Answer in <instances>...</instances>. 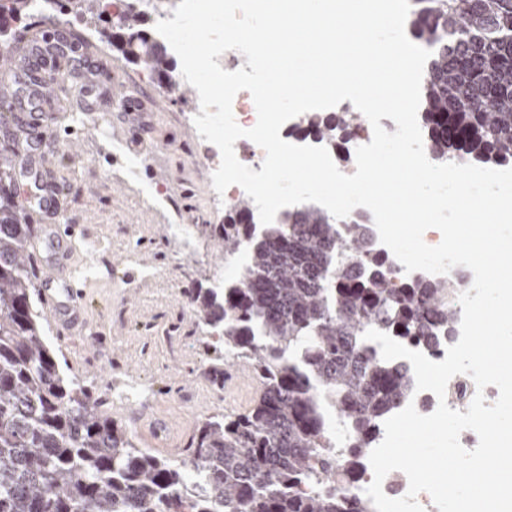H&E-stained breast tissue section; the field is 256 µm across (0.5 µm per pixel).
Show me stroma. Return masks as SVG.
I'll return each mask as SVG.
<instances>
[{"label": "stroma", "mask_w": 512, "mask_h": 512, "mask_svg": "<svg viewBox=\"0 0 512 512\" xmlns=\"http://www.w3.org/2000/svg\"><path fill=\"white\" fill-rule=\"evenodd\" d=\"M62 28L66 36L85 38L86 58H111L113 83L150 100L157 118L144 131L131 119L115 123L109 138L93 132L98 120L93 112H82L86 129L81 133L71 131L68 121L51 123L61 141L76 144L51 165L53 179L64 188L60 211L70 223L89 226L100 255L98 269L88 274L92 331L63 338L49 322L47 341L65 376L92 390L102 412L126 426L136 447L178 460L203 420L244 412L259 394L251 370L229 359L198 327L184 294L191 287H213L219 278L224 253L210 227L223 223L228 206L209 203L204 149L195 145L187 120L196 105L192 86L166 93L144 66L125 61L93 29L75 21ZM138 132L153 148L139 153L132 178L126 154L134 150L131 136ZM174 224L185 225L193 256L184 255L172 236ZM214 365L227 382L219 395L209 372ZM127 385L143 388L145 398L117 397ZM156 420L165 425L167 445L156 441Z\"/></svg>", "instance_id": "obj_1"}]
</instances>
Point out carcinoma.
Listing matches in <instances>:
<instances>
[{
  "instance_id": "1",
  "label": "carcinoma",
  "mask_w": 512,
  "mask_h": 512,
  "mask_svg": "<svg viewBox=\"0 0 512 512\" xmlns=\"http://www.w3.org/2000/svg\"><path fill=\"white\" fill-rule=\"evenodd\" d=\"M176 0H124L102 41L165 85L175 63L149 33ZM103 0H0V38L21 17L94 16ZM408 27L431 46L421 119L434 159L512 163V0H413ZM347 113L312 116L307 128L341 147ZM11 157L0 152V512H367L336 491L357 480L388 414L409 396L406 365L383 360L363 338L377 329L433 347L451 330L461 279H390L369 248L367 220L337 219L315 203L267 226L235 224L249 198L215 225L224 260L247 253L222 288L188 293L224 351L252 368L261 395L246 414L208 417L186 457L137 448L99 410L86 386L62 373L33 310L25 263L39 225L16 202ZM347 434L336 442L333 428Z\"/></svg>"
}]
</instances>
